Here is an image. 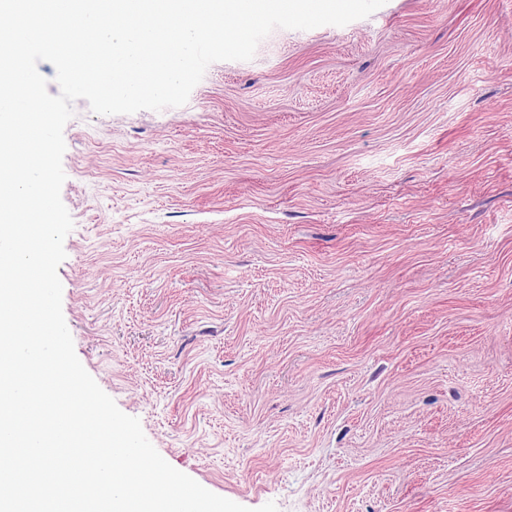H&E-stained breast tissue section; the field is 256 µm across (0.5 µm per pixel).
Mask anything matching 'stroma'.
I'll return each mask as SVG.
<instances>
[{
	"label": "stroma",
	"mask_w": 512,
	"mask_h": 512,
	"mask_svg": "<svg viewBox=\"0 0 512 512\" xmlns=\"http://www.w3.org/2000/svg\"><path fill=\"white\" fill-rule=\"evenodd\" d=\"M73 108L63 315L171 466L252 510L512 512V0Z\"/></svg>",
	"instance_id": "obj_1"
}]
</instances>
